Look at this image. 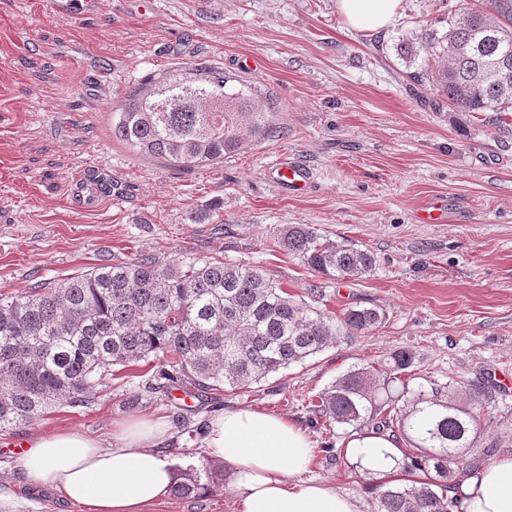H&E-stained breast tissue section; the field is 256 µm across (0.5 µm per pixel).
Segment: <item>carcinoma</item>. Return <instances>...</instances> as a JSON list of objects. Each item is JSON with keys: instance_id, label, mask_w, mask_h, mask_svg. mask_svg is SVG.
Segmentation results:
<instances>
[{"instance_id": "carcinoma-1", "label": "carcinoma", "mask_w": 512, "mask_h": 512, "mask_svg": "<svg viewBox=\"0 0 512 512\" xmlns=\"http://www.w3.org/2000/svg\"><path fill=\"white\" fill-rule=\"evenodd\" d=\"M404 52L427 55L424 68L407 78L429 86L435 105L491 112L490 121L508 126L512 0L456 9L448 13L447 32H425ZM277 112L257 86L235 84L224 71L199 64L130 90L112 133L144 156L193 168L224 162L243 147L245 132L270 136ZM276 244L330 280L356 281L377 265L372 251L331 242L312 224L288 225ZM385 319L374 304L329 315L244 262L104 261L60 282L0 294V429L33 423L52 406L87 407L114 370L141 362L155 370L154 381L130 402L132 409L184 383L204 393L249 389ZM414 363L412 350L396 349L379 368H353L337 378L315 404L326 427L369 426L397 442L406 439L418 453L395 460L401 471L435 473L417 485L387 484L373 512H453L461 480L481 464L467 456L478 423L456 399L454 382L413 395L401 385ZM492 399L485 383L469 384L470 404ZM223 475L224 466L203 456L178 470L171 494H211Z\"/></svg>"}]
</instances>
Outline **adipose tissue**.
<instances>
[{"instance_id":"ef3b65f1","label":"adipose tissue","mask_w":512,"mask_h":512,"mask_svg":"<svg viewBox=\"0 0 512 512\" xmlns=\"http://www.w3.org/2000/svg\"><path fill=\"white\" fill-rule=\"evenodd\" d=\"M347 24L380 31L400 0H337ZM169 432L163 419L117 423L104 442L79 432L39 435L19 458L27 482L86 512H144L164 499L177 471L161 448ZM211 459L223 463L236 512H364L361 499L309 479L314 443L286 418L253 409L211 416L203 438ZM363 462L391 471V440L364 433L346 443ZM463 512H512V457L492 461L460 487Z\"/></svg>"}]
</instances>
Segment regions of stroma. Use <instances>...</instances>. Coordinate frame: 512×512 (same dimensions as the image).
I'll return each instance as SVG.
<instances>
[{"label": "stroma", "mask_w": 512, "mask_h": 512, "mask_svg": "<svg viewBox=\"0 0 512 512\" xmlns=\"http://www.w3.org/2000/svg\"><path fill=\"white\" fill-rule=\"evenodd\" d=\"M458 5L401 0L376 34L349 28L336 0H98L76 21L44 14L42 0H0V294L103 258H219L258 267L298 298L321 286L319 306L332 315L356 302L387 313L372 333L234 394L161 395L132 412L127 400L152 376L143 365L109 380L87 409L56 406L0 431V485L12 492L0 512H82L28 485L15 442L60 429L106 441L131 416L160 417L166 451L184 467L204 454L207 419L239 407L306 429L316 446L312 477L369 506L381 477L347 456L353 427L316 425V395L398 348L417 355L405 376L413 392L454 379L461 399L473 381L512 375V132L481 112L429 107V88L406 79L423 57L400 51L421 30L446 31ZM200 63L270 94L275 137L218 165L178 169L113 136L129 89ZM283 157L310 168L305 194L288 195L272 180ZM96 165L112 179L89 207L84 177ZM436 202L445 221L422 223L421 209ZM286 224L370 249L378 265L354 282L321 278L276 247ZM475 412V451L512 456V390ZM185 422L195 436L181 434ZM234 509L226 486L198 499L167 496L152 512Z\"/></svg>", "instance_id": "1"}]
</instances>
